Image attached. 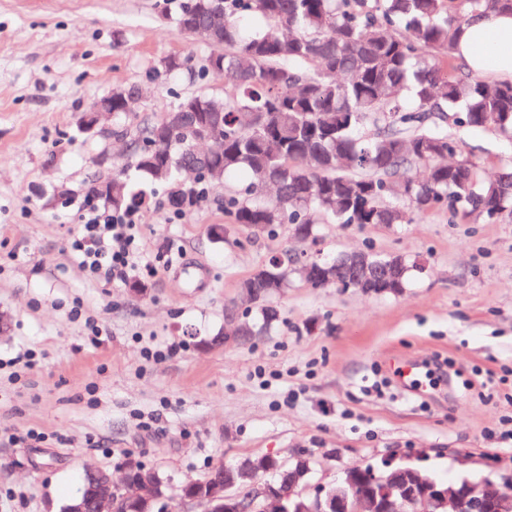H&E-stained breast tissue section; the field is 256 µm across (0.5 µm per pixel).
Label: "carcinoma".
Listing matches in <instances>:
<instances>
[{"instance_id": "cac0c4a2", "label": "carcinoma", "mask_w": 512, "mask_h": 512, "mask_svg": "<svg viewBox=\"0 0 512 512\" xmlns=\"http://www.w3.org/2000/svg\"><path fill=\"white\" fill-rule=\"evenodd\" d=\"M512 12V0H180V32L196 23L212 51L195 68L186 57L164 58L166 74L191 79L231 71L236 89L219 99L200 92L182 97L132 139L131 167L153 184L171 186L169 203L180 212L200 202L199 188L245 170L242 197L224 199L234 223L262 232L289 225L304 244L317 243L318 224H411L446 209L474 223L512 217V159L485 180L448 127L493 130L512 142V83H490L456 65V39L474 15ZM260 18L248 28L241 18ZM135 86L112 90V114L134 111ZM217 124L224 158L199 159L188 149L196 129ZM425 167L427 179L413 169ZM150 199L134 189L128 171L112 175V211ZM395 258L400 294L421 263ZM299 279L312 288L328 283L288 267L274 255L239 281L262 289L254 303L261 328L280 315L274 297ZM268 459L218 464L212 476L240 481L267 473ZM311 461H291L278 475L286 486L310 477ZM94 477L84 475L62 506L88 503Z\"/></svg>"}]
</instances>
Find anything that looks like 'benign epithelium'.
I'll list each match as a JSON object with an SVG mask.
<instances>
[{
	"label": "benign epithelium",
	"instance_id": "benign-epithelium-1",
	"mask_svg": "<svg viewBox=\"0 0 512 512\" xmlns=\"http://www.w3.org/2000/svg\"><path fill=\"white\" fill-rule=\"evenodd\" d=\"M110 111L112 96L95 101L85 113L84 128L95 129L102 115ZM316 271L336 282L350 274L364 294L374 293V277L388 285L394 281V263L372 260L362 250L347 252L341 261H329L316 267ZM355 471L368 485L369 495L355 491L352 482ZM92 472L96 479L94 512H118L123 508L129 512H150L154 495L147 493V489L152 487L149 476L154 470L147 471L130 461L123 466L118 481L106 470L94 468ZM343 473L347 475L346 480L337 479L328 485L294 484L289 495L309 497L317 508L327 505L336 512H401V502L413 507L414 512H433L444 505L456 512L465 504L470 506V512H482L487 503L493 504L494 512H512V494L501 493L490 480L461 479L449 487L421 474L413 461L396 454L384 457L375 466L349 467ZM281 495L282 491L272 480L255 481L243 492L234 483L218 482L209 474L189 486L177 488L181 505H199L203 507L202 512H269V504Z\"/></svg>",
	"mask_w": 512,
	"mask_h": 512
}]
</instances>
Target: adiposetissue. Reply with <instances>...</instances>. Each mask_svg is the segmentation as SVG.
<instances>
[{"label":"adipose tissue","mask_w":512,"mask_h":512,"mask_svg":"<svg viewBox=\"0 0 512 512\" xmlns=\"http://www.w3.org/2000/svg\"><path fill=\"white\" fill-rule=\"evenodd\" d=\"M456 55L475 74L512 82V13L471 17L457 39Z\"/></svg>","instance_id":"1"}]
</instances>
